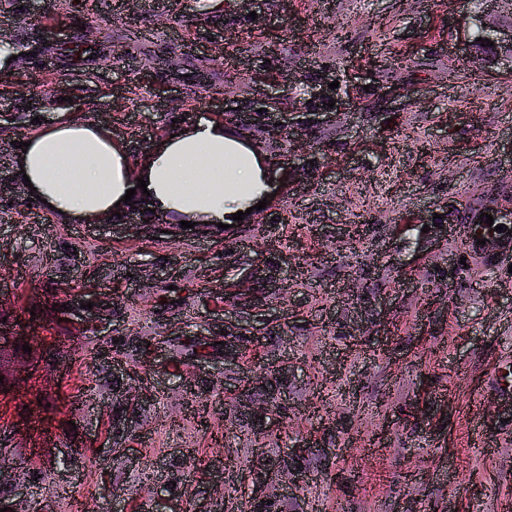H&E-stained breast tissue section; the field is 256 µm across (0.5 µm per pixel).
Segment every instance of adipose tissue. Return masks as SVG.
Listing matches in <instances>:
<instances>
[{"instance_id": "obj_1", "label": "adipose tissue", "mask_w": 512, "mask_h": 512, "mask_svg": "<svg viewBox=\"0 0 512 512\" xmlns=\"http://www.w3.org/2000/svg\"><path fill=\"white\" fill-rule=\"evenodd\" d=\"M15 170L63 224H93L114 215L127 190L134 203L183 221L228 224L234 213L269 197L274 168L261 145L209 119L176 127L150 156L133 160L106 126L60 115L27 136ZM146 191H137L138 181Z\"/></svg>"}]
</instances>
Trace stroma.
Wrapping results in <instances>:
<instances>
[{
  "label": "stroma",
  "mask_w": 512,
  "mask_h": 512,
  "mask_svg": "<svg viewBox=\"0 0 512 512\" xmlns=\"http://www.w3.org/2000/svg\"><path fill=\"white\" fill-rule=\"evenodd\" d=\"M53 2L56 39L42 36L30 0H0L17 54L11 78L41 88L19 100L0 87V114L23 136L35 132V117L76 112L139 159L173 115L170 104L156 106V89L210 118L218 103L234 110L272 96L287 106L289 93L336 67L363 87L336 123L297 142L251 119L233 122L262 144L278 185L250 222L223 231L145 240L132 228L63 224L0 199V298L12 305V332L33 342L72 334L51 371L69 400L47 448L102 436L115 406L99 388L106 365L86 352L80 317L60 307L31 321L28 308L45 302L46 289L63 302L119 294L109 315L124 365L163 381L122 446L82 467L55 512H69L72 495L100 499L104 472L124 483L112 512H130L129 492L152 497L144 473H164L173 458L184 461L180 512H226L223 482L237 485L238 501L251 497L246 474L261 431L282 470L307 472L288 512H512V402L490 380L497 361L512 357V251L490 264L461 252L462 225L439 241L419 220L512 174L502 163L512 150V73L448 81L462 63L448 42L463 36L474 0H264L254 22L239 0L215 11L205 0ZM216 32L220 60L205 48ZM263 57L277 84L253 80ZM61 77L73 98L91 88L82 108L50 95ZM313 159L319 175L310 179L303 168ZM272 262L284 266L280 293L266 282ZM162 266L169 296L151 278ZM225 282L237 290L223 301ZM445 282L439 301L422 292ZM351 283L349 305L340 290ZM229 310L262 337L261 359H231ZM195 335L206 359L174 364L176 342ZM143 340L148 354H133ZM273 386L281 410L256 414ZM26 421L0 405L9 430L0 452L10 462L31 452ZM475 424L500 438L496 458L473 447ZM194 456L222 467L221 481L195 472Z\"/></svg>",
  "instance_id": "1"
}]
</instances>
